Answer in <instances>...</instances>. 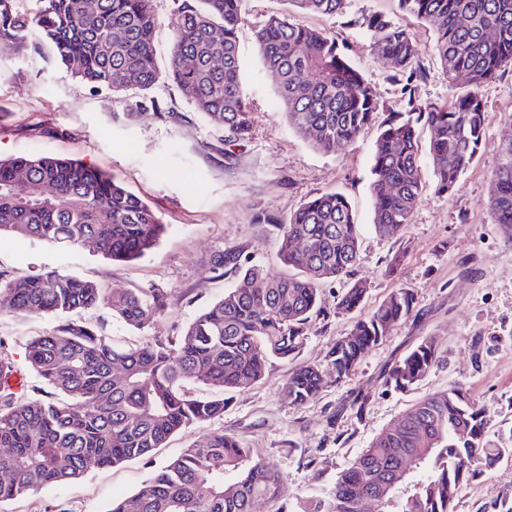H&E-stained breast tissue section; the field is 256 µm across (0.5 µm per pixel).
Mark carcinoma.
<instances>
[{
    "instance_id": "cac0c4a2",
    "label": "carcinoma",
    "mask_w": 512,
    "mask_h": 512,
    "mask_svg": "<svg viewBox=\"0 0 512 512\" xmlns=\"http://www.w3.org/2000/svg\"><path fill=\"white\" fill-rule=\"evenodd\" d=\"M29 15L16 0H0V47L24 52L31 38L47 43L59 65L79 82L115 94L146 92L166 78L228 147L250 140L253 113L243 91L237 32L246 0H176L172 51L160 67L154 46V0H38ZM288 11L254 22L263 66L278 79L289 127L314 148L331 152L378 122L370 169L376 231L395 233L410 222L423 191L419 127L435 191L451 195L476 159L486 120L479 89L512 65V0H397L402 12L437 23L434 50L448 83L466 92L455 101L420 103L424 78L410 31L381 14L364 18L371 53L401 85L400 106L378 112L375 88L336 40L299 25L291 13L334 17L346 0H286ZM27 181H18L19 174ZM490 210L512 243V141L492 174ZM165 230L160 217L124 184L80 163L47 154L0 160V235L36 238L62 248L90 243L118 261L150 251ZM281 263L297 270L270 278L238 246L210 258L213 277L235 273L256 288H228L204 307L179 338L132 348L73 318L105 309L141 330L167 307L161 288L134 293L106 289L56 270L0 284V310L49 316L54 330L26 346L29 371L50 388L25 400L10 384L18 372L0 357V501L74 482L91 465L114 466L148 455L190 425L224 416V392L263 378L272 357L300 353L305 327L318 312L319 287L351 271L359 253L357 224L346 196L319 193L277 225ZM366 286L354 282L338 306L358 311ZM414 293L393 291L359 316L336 340V379L355 371L369 349L411 318ZM439 361L430 338L392 362L383 379L395 389L423 380ZM201 385L208 395L194 392ZM320 370L302 365L283 383L297 405L318 397ZM491 412L468 390L450 387L421 398L395 428L379 434L305 512H455L462 486L486 460L512 448L487 437ZM408 467L398 480L401 465ZM377 495L365 506L359 488ZM286 481L252 448L220 430L203 432L137 492L108 512H253L276 501Z\"/></svg>"
}]
</instances>
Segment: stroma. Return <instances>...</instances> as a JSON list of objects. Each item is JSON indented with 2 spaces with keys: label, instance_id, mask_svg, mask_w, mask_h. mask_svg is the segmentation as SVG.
<instances>
[{
  "label": "stroma",
  "instance_id": "stroma-1",
  "mask_svg": "<svg viewBox=\"0 0 512 512\" xmlns=\"http://www.w3.org/2000/svg\"><path fill=\"white\" fill-rule=\"evenodd\" d=\"M283 9L282 0H248V15L238 30L244 92L254 122L246 149L235 154L226 152L223 133L198 116L186 93L172 83L116 95L66 75L46 45H31L20 54L0 48V159L38 151L105 172L156 209L166 226L157 245L132 261L112 260L90 245L61 249L0 236L4 282L57 270L107 289L167 291L166 313L141 330L103 310L83 313V320L102 326L116 344L174 339L225 289L239 286L233 275L212 276L210 257L224 247H243L269 275L288 274L276 257L273 220L287 218L321 192H342L350 202L360 235L355 266L321 286L320 311L307 324L296 360L271 359L262 380L228 392L223 417L212 423L254 449L288 481L286 496L258 502L254 512H300L306 498L328 490L337 474L378 433L396 426L409 407L452 385L468 389L490 410V439L512 449V245L485 205L500 148L512 139V67L480 89L487 110L483 143L454 194L435 193L429 159L421 157L425 187L420 204L401 231L380 234L373 226L369 189L376 126L325 153L289 127L279 106L276 78L255 48L253 23ZM371 13L412 30L425 73L416 87L419 101L443 103L456 96L441 73L432 24L403 14L397 0H347L342 16L297 13L293 20L335 38L375 87L380 106L395 107L400 88L371 55L359 26ZM262 214L270 216V223H259ZM400 251L403 264L387 274L389 261ZM357 280L367 288L364 311L405 287L417 298V315L396 326L350 378L340 381L328 356L350 329L352 315L337 304ZM54 325L46 316L0 311V356L24 369L28 340ZM424 337L438 346L439 363L408 390L387 388L381 377L385 366ZM298 363L322 370L321 394L305 405L291 403L280 391ZM358 394L367 398L360 412L351 405ZM201 432L196 425L185 428L149 456L93 467L78 481L2 501L0 512H108L113 499L139 490ZM507 501L512 503V456L494 469L479 468L456 512H501Z\"/></svg>",
  "mask_w": 512,
  "mask_h": 512
}]
</instances>
